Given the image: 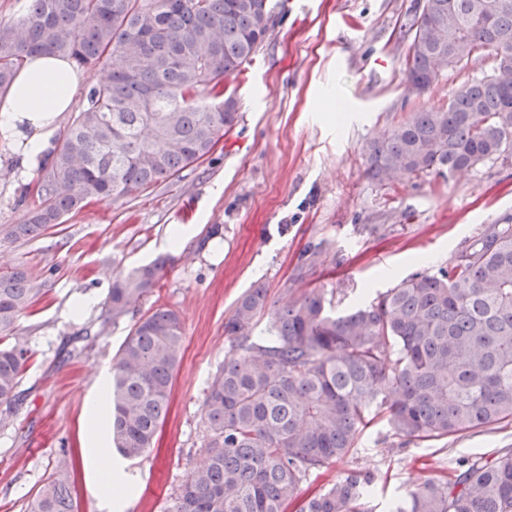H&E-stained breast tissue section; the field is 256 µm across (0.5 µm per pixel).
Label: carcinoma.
<instances>
[{
	"label": "carcinoma",
	"mask_w": 512,
	"mask_h": 512,
	"mask_svg": "<svg viewBox=\"0 0 512 512\" xmlns=\"http://www.w3.org/2000/svg\"><path fill=\"white\" fill-rule=\"evenodd\" d=\"M0 19V94L42 52L109 80L87 84L78 111L37 169L14 240L40 236L93 200L144 192L209 159L239 121L228 91L274 29L262 0H17ZM423 0L409 27L406 78L427 91L440 71L494 59L448 106L409 113L368 142L378 183L454 173L512 156V6ZM165 261L119 275L104 322L117 324L155 287ZM40 288L23 269L0 272V405L17 399L27 341L15 335ZM255 286L224 322L235 352L205 403V462L174 512H372L375 475L353 470L304 495L301 484L348 454L384 415L401 438L441 440L512 424V224L493 228L436 272L416 273L367 306L336 314L311 292L275 309ZM13 340H8V337ZM184 342L179 315L142 316L113 357L107 432L126 459L154 447L170 408ZM70 486L43 485L28 512H75ZM391 512H512V451L459 461L399 498Z\"/></svg>",
	"instance_id": "carcinoma-1"
}]
</instances>
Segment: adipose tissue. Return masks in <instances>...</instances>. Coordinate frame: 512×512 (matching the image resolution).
<instances>
[{
    "mask_svg": "<svg viewBox=\"0 0 512 512\" xmlns=\"http://www.w3.org/2000/svg\"><path fill=\"white\" fill-rule=\"evenodd\" d=\"M83 81V73L71 61L43 53L27 60L9 92L0 98V137L15 154L18 177H28L37 168L57 129L58 117L70 110ZM111 414L105 390H98L87 405L86 458L104 484V512H118L131 495L104 442Z\"/></svg>",
    "mask_w": 512,
    "mask_h": 512,
    "instance_id": "obj_1",
    "label": "adipose tissue"
}]
</instances>
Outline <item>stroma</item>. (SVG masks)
Wrapping results in <instances>:
<instances>
[{
	"label": "stroma",
	"mask_w": 512,
	"mask_h": 512,
	"mask_svg": "<svg viewBox=\"0 0 512 512\" xmlns=\"http://www.w3.org/2000/svg\"><path fill=\"white\" fill-rule=\"evenodd\" d=\"M419 0H272L277 23L233 83L241 118L210 160L118 201H95L38 238L4 231L32 204L0 145V271L25 269L39 285L16 334L32 352L13 408L0 406V512H25L52 479H70L77 512H103L84 465L85 408L131 326L164 307L177 312L184 346L168 416L154 449L123 463L132 497L122 512H172L207 455L204 400L234 351L224 322L255 285L283 306L324 293L342 312L415 273L436 271L491 225L512 224V157L447 177L380 184L364 148L413 108L446 105L492 58L448 69L427 92L406 90L408 22ZM185 227L179 252L166 239ZM154 290L124 320L102 325L119 273L160 255ZM512 448V424L438 441L396 436L376 418L353 448L311 477L327 485L354 469L375 474L371 501L389 500L456 461Z\"/></svg>",
	"instance_id": "stroma-1"
}]
</instances>
